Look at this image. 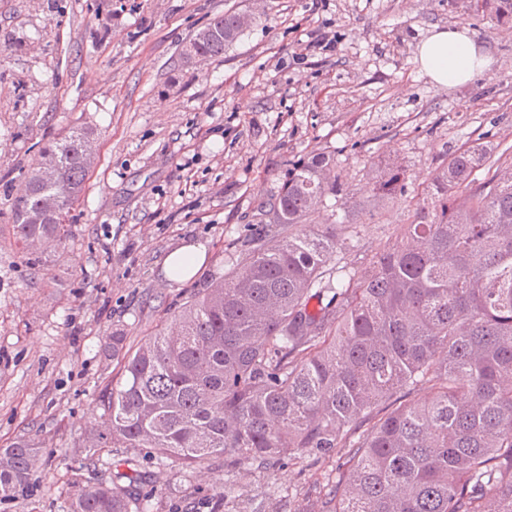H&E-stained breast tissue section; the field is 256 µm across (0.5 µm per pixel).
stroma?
Listing matches in <instances>:
<instances>
[{
    "instance_id": "obj_1",
    "label": "stroma",
    "mask_w": 512,
    "mask_h": 512,
    "mask_svg": "<svg viewBox=\"0 0 512 512\" xmlns=\"http://www.w3.org/2000/svg\"><path fill=\"white\" fill-rule=\"evenodd\" d=\"M227 11L256 12L223 56L186 65L190 35ZM464 29L491 54L474 82L433 84L417 61L434 28ZM88 127L94 168L65 251L27 263L11 200L46 142ZM512 146V19L473 0H0V448L39 442L29 483L0 512H67L87 477L83 441L103 429L108 338L154 335L186 294L240 260L252 208L287 161L336 154L337 217L376 252L407 207L370 197L395 161L422 199L468 142ZM204 244L190 280L167 255ZM301 450L257 466L186 469L140 454L148 512H316L336 462Z\"/></svg>"
}]
</instances>
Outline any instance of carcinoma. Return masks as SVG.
Returning <instances> with one entry per match:
<instances>
[{"label":"carcinoma","mask_w":512,"mask_h":512,"mask_svg":"<svg viewBox=\"0 0 512 512\" xmlns=\"http://www.w3.org/2000/svg\"><path fill=\"white\" fill-rule=\"evenodd\" d=\"M492 21L512 0H482ZM244 28L226 11L190 40L199 59L224 55ZM83 129L51 141L10 203L15 244L69 241L71 210L93 160ZM336 157L287 164L276 194L256 204L260 231L231 270L190 292L170 329L136 345L112 336L119 383L99 404L106 429L89 447L146 448L187 467L213 458L278 462L292 449L330 457L351 449L335 494L318 512H512V165L477 143L433 173L413 220L360 264L356 224L306 230L342 190ZM481 169L492 175L478 181ZM374 197L408 193L393 162ZM59 195L65 216L40 211ZM426 386L428 396L407 400ZM42 448H0V500L38 468ZM139 461L86 482L69 512H146Z\"/></svg>","instance_id":"carcinoma-1"}]
</instances>
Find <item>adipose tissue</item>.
<instances>
[{"label":"adipose tissue","mask_w":512,"mask_h":512,"mask_svg":"<svg viewBox=\"0 0 512 512\" xmlns=\"http://www.w3.org/2000/svg\"><path fill=\"white\" fill-rule=\"evenodd\" d=\"M418 61L424 73L440 86L469 83L491 66L488 52L462 29L434 31L421 43Z\"/></svg>","instance_id":"adipose-tissue-1"}]
</instances>
